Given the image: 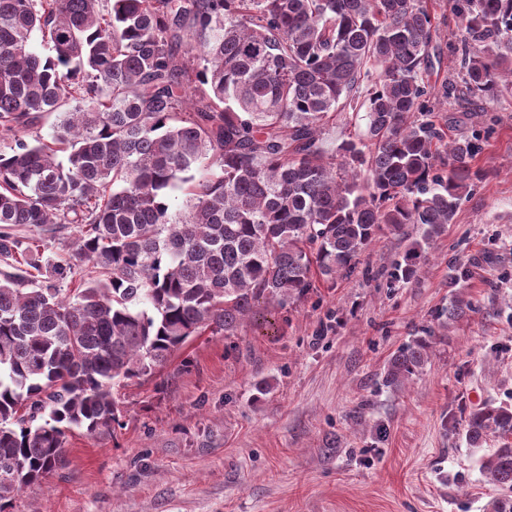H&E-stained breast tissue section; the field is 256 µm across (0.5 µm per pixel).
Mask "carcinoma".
<instances>
[{
    "label": "carcinoma",
    "instance_id": "cac0c4a2",
    "mask_svg": "<svg viewBox=\"0 0 512 512\" xmlns=\"http://www.w3.org/2000/svg\"><path fill=\"white\" fill-rule=\"evenodd\" d=\"M450 4L464 91H512V0ZM436 34L424 0H0V258L15 263L0 272V512L65 465L71 429L121 425L117 388L192 336H235L361 273L381 230L417 227L391 278L420 279L484 176L428 105ZM362 109L360 135L322 136ZM52 115L50 140L24 137ZM51 224L79 228L75 258L103 278L71 294L35 280L6 228ZM428 350L395 353L387 382ZM464 430L473 448L501 439L480 468L501 490L488 512H512V407L484 404Z\"/></svg>",
    "mask_w": 512,
    "mask_h": 512
}]
</instances>
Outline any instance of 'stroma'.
I'll return each mask as SVG.
<instances>
[{"instance_id": "1", "label": "stroma", "mask_w": 512, "mask_h": 512, "mask_svg": "<svg viewBox=\"0 0 512 512\" xmlns=\"http://www.w3.org/2000/svg\"><path fill=\"white\" fill-rule=\"evenodd\" d=\"M441 89L460 61V22L427 0ZM448 138H477L486 177L426 251L422 278L389 274L416 227L383 234L363 256L372 276L323 282L296 305L238 335L192 337L151 377L116 397L122 429L67 435L66 465L24 487L11 512H484L497 491L463 421L485 402L512 406V94L449 100ZM60 285L88 275L74 261L75 225L14 227ZM457 270V284L448 273ZM472 309L448 321L457 298ZM425 339L432 355L405 385L391 356Z\"/></svg>"}]
</instances>
